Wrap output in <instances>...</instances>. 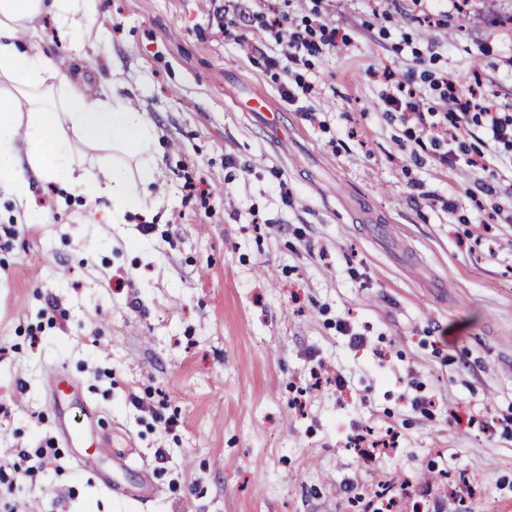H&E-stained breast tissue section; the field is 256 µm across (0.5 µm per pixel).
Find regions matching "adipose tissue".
<instances>
[{"label":"adipose tissue","instance_id":"ef3b65f1","mask_svg":"<svg viewBox=\"0 0 512 512\" xmlns=\"http://www.w3.org/2000/svg\"><path fill=\"white\" fill-rule=\"evenodd\" d=\"M99 0H0V191L15 201L30 194V179L55 182L65 192L112 204L111 220L153 205L150 158L160 150L155 122L118 97V75L96 87L60 77L46 50L29 48L27 31L51 15L62 32L91 31ZM99 153L83 168L75 149Z\"/></svg>","mask_w":512,"mask_h":512}]
</instances>
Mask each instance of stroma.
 <instances>
[{"mask_svg": "<svg viewBox=\"0 0 512 512\" xmlns=\"http://www.w3.org/2000/svg\"><path fill=\"white\" fill-rule=\"evenodd\" d=\"M346 40L288 68L270 8ZM105 42L52 16L30 42L64 79L119 71L168 149L165 193L132 223L33 182L0 203V512H512V147L487 171L411 151L381 96L424 108L435 78L512 104V0H100ZM250 18L248 45L222 22ZM85 45L75 63L70 42ZM313 84L291 104L281 84ZM271 103L252 112L256 95ZM99 434L133 443L156 493L103 485L55 432L50 368ZM343 392L316 390L313 373ZM304 400L298 409L296 400ZM434 400L432 413L421 401ZM400 434L368 462L348 446ZM45 449L26 475L22 452ZM479 488L458 501L462 479ZM399 433L394 427L389 426L384 431L375 434V430L369 428L365 433L354 435L350 439L353 448L359 450L362 457L366 459H377L388 455L398 446Z\"/></svg>", "mask_w": 512, "mask_h": 512, "instance_id": "1", "label": "stroma"}]
</instances>
